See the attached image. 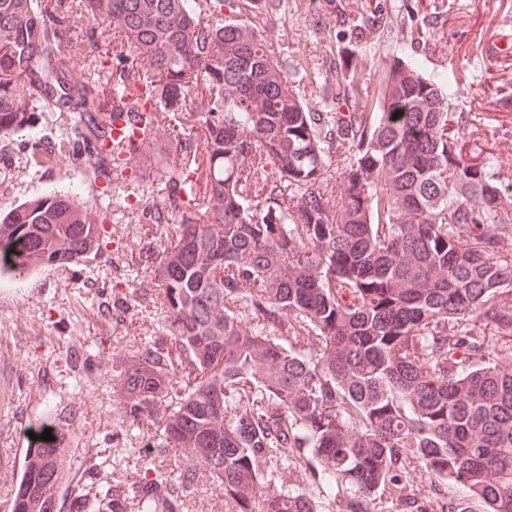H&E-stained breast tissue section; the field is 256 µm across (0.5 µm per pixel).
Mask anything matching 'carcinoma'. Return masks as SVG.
Returning <instances> with one entry per match:
<instances>
[{"mask_svg": "<svg viewBox=\"0 0 512 512\" xmlns=\"http://www.w3.org/2000/svg\"><path fill=\"white\" fill-rule=\"evenodd\" d=\"M56 13L0 0V138L42 139L57 89L85 170L108 182L124 171L100 60L79 82L59 76L63 30L86 16L105 43L121 33L112 76L129 113L184 134L137 149L140 181L165 190L145 214L175 231L145 250L170 347L121 361L118 423L156 426L224 488L227 512H316L311 496L264 478L260 465L288 452L338 512H375L386 490L394 512H471L407 489L411 460L430 487L461 485L483 512H512V373L477 327L512 341V264L499 257L512 178L468 149L451 81L391 56L374 111L313 112L306 86L242 19V0H83L78 16L56 0ZM336 22L353 36L334 64L337 100L350 106L354 47L391 25ZM336 155L344 166L329 179ZM102 223L76 190L0 208V277L80 262ZM181 375L191 383L177 392ZM30 475L56 487L65 459L48 449ZM196 481L195 469L158 471L71 507L185 512Z\"/></svg>", "mask_w": 512, "mask_h": 512, "instance_id": "1", "label": "carcinoma"}]
</instances>
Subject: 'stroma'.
<instances>
[{"label":"stroma","mask_w":512,"mask_h":512,"mask_svg":"<svg viewBox=\"0 0 512 512\" xmlns=\"http://www.w3.org/2000/svg\"><path fill=\"white\" fill-rule=\"evenodd\" d=\"M448 0H286L273 14L249 10L244 19L268 39L269 49L307 88L306 102L315 112L334 107L330 92L335 77L331 60L347 46L349 34L329 13L337 4L355 21L376 17L395 20L391 38L382 44L360 47L359 109L374 104L390 55L419 62L423 72L440 78L456 75L454 111L468 123L463 137L469 148L490 154L502 174L512 176V97L503 86L512 82V64L488 66L483 41L497 36L504 18H512V0H457L445 12ZM438 13L430 33L417 25L424 16ZM15 163L22 180L7 193L0 192V207L20 203L51 186H76L97 203L106 220L103 243L80 264L35 270L20 280L0 278V455L36 447V435L51 431L68 448L70 477L55 491L56 512H70L74 492L94 494L98 487L94 464L115 456L116 474L127 481L146 476L148 468L176 474L188 467L179 449L170 448L144 461L142 448L157 444L152 427L118 426L114 375L121 359L145 344L163 342L160 294L138 297L139 284L150 283L145 245L155 227L149 224L142 200L159 196L160 187H147L133 171L115 176L111 183L93 180L75 165L68 152L53 151L42 169L29 160L40 144L16 136ZM130 304L123 322L99 312L102 299ZM73 413L61 425L51 407ZM275 489L304 492L315 497L318 512H337L336 504L321 498L311 474L284 458L264 464Z\"/></svg>","instance_id":"1"}]
</instances>
